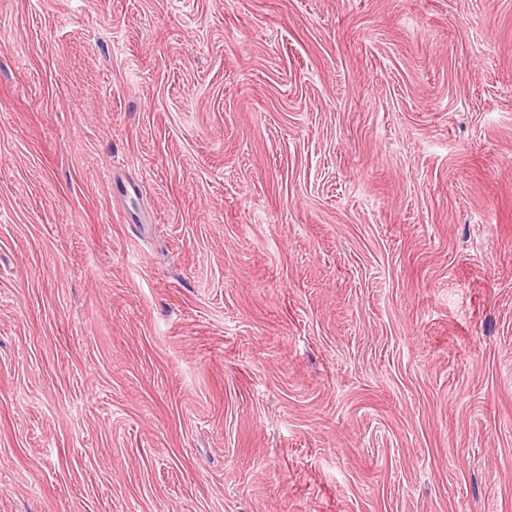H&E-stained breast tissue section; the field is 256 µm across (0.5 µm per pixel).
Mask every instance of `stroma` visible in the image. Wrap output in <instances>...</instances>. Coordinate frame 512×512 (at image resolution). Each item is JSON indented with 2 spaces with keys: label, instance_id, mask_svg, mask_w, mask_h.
<instances>
[{
  "label": "stroma",
  "instance_id": "stroma-1",
  "mask_svg": "<svg viewBox=\"0 0 512 512\" xmlns=\"http://www.w3.org/2000/svg\"><path fill=\"white\" fill-rule=\"evenodd\" d=\"M0 512H512V0H0Z\"/></svg>",
  "mask_w": 512,
  "mask_h": 512
}]
</instances>
